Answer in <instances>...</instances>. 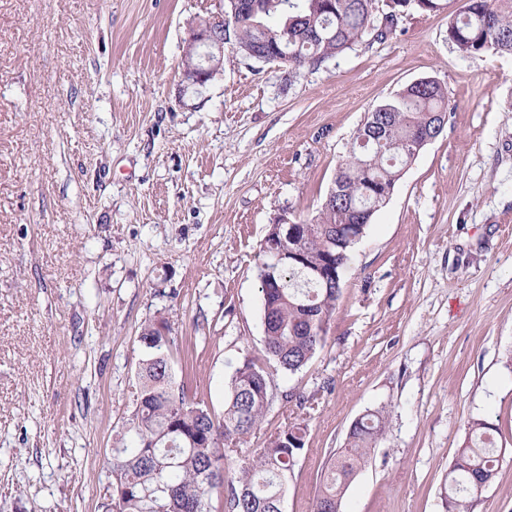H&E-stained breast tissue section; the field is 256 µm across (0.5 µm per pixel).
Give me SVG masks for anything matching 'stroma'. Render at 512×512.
Returning a JSON list of instances; mask_svg holds the SVG:
<instances>
[{
	"label": "stroma",
	"mask_w": 512,
	"mask_h": 512,
	"mask_svg": "<svg viewBox=\"0 0 512 512\" xmlns=\"http://www.w3.org/2000/svg\"><path fill=\"white\" fill-rule=\"evenodd\" d=\"M224 0H0V512H101L134 409L139 335L169 318L176 380L223 412L263 347L256 270L316 215L365 115L423 77L448 93L353 248L325 345L275 374L261 433L307 427L284 512H313L351 424L385 432L341 512H445L464 423L501 449L472 512H512V54L461 57L447 14L299 71L224 52L203 93L185 40Z\"/></svg>",
	"instance_id": "stroma-1"
}]
</instances>
